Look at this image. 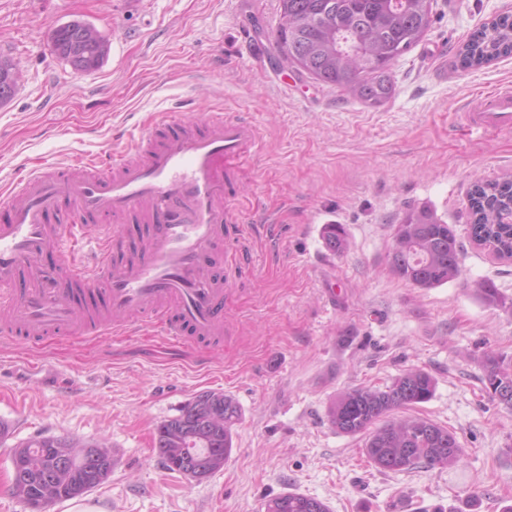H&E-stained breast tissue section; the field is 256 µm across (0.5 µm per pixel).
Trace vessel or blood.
<instances>
[{
	"mask_svg": "<svg viewBox=\"0 0 512 512\" xmlns=\"http://www.w3.org/2000/svg\"><path fill=\"white\" fill-rule=\"evenodd\" d=\"M462 126L512 131V88L478 94ZM260 138L242 114L208 112L161 126L99 166L29 171L0 199V339L125 336L154 329L196 351L223 335L230 247L243 218L235 200ZM148 226L127 246L106 217ZM97 245L93 266L75 255ZM56 260L44 262L47 251Z\"/></svg>",
	"mask_w": 512,
	"mask_h": 512,
	"instance_id": "b4317fda",
	"label": "vessel or blood"
}]
</instances>
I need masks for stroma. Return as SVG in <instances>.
Listing matches in <instances>:
<instances>
[{"mask_svg": "<svg viewBox=\"0 0 512 512\" xmlns=\"http://www.w3.org/2000/svg\"><path fill=\"white\" fill-rule=\"evenodd\" d=\"M280 0H0V58L19 81L0 105V193L26 165L57 167L112 150L180 102L185 117L237 111L261 149L241 186L243 269L232 278L219 345L204 354L162 337L0 343V488L13 450L36 436L106 443L110 477L83 501L98 512H264L296 492L330 512H502L512 504V409L481 381L493 350L512 357V312L485 304L488 280L512 299V262L474 245L468 195L512 179V134L459 126L471 95L512 84V56L461 66L471 33L512 0H432V24L393 66L396 93L372 107L296 68L253 64L248 36L273 45ZM79 21L108 43L100 65L75 73L52 52V28ZM428 208L454 225L462 273L437 288L397 277V224ZM327 224L347 247L330 251ZM433 376L415 415L456 434L446 469L381 472L364 436L339 433L340 392L382 386L408 369ZM231 396L241 418L221 471H169L157 427L194 396Z\"/></svg>", "mask_w": 512, "mask_h": 512, "instance_id": "obj_1", "label": "stroma"}]
</instances>
